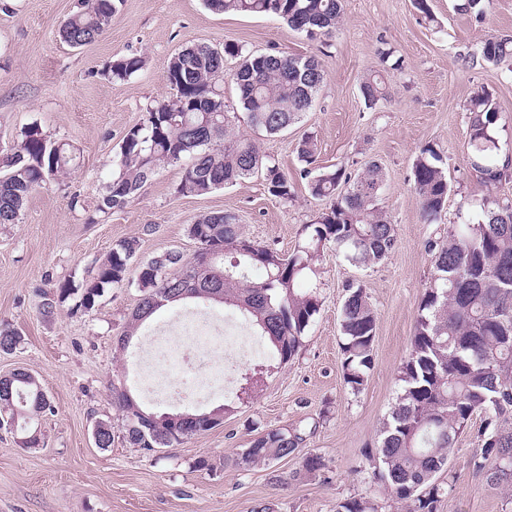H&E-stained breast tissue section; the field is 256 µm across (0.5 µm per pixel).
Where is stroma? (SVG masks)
Here are the masks:
<instances>
[{
	"label": "stroma",
	"instance_id": "obj_1",
	"mask_svg": "<svg viewBox=\"0 0 512 512\" xmlns=\"http://www.w3.org/2000/svg\"><path fill=\"white\" fill-rule=\"evenodd\" d=\"M78 0H0V143L38 123L54 141L74 144L80 166L33 194L23 220L0 227V321L23 340L0 353V375L32 372L53 410L41 419L43 447L25 449L15 433L0 428V512H336L350 497L378 501L380 512L401 507L355 472L375 447L401 390L417 308L433 273L429 243L445 240L452 225L473 223L484 201H512V177L484 185L470 165L468 103L486 91L496 109L502 154L512 156V62L467 64L490 38L512 37V0H491L483 18L460 12L457 0H429L436 17L425 24L413 0H342V19L331 37L308 39L278 16L219 14L204 0H123L107 31L73 47L59 28ZM205 43L242 46L244 52L277 51L321 58L324 82L301 121L279 134L251 127L232 84L224 102L234 113L233 131L253 139L296 181L288 202L271 197L261 175L204 196H179L182 165L162 167L122 209L95 213L109 165L129 128L147 105L169 96V59ZM401 60L384 69L382 52ZM145 57L144 70L112 80L104 70L113 57ZM383 71L387 97L367 107L359 82ZM317 141L316 164L359 173L380 164L385 175L379 205L395 226L397 242L380 263L362 267L326 244L315 263L321 306L295 356L265 374L251 395L219 392L203 400L161 402L140 380V361L159 328L199 311L198 303L160 310L133 345L120 350L116 336L136 307L135 284L107 289L95 310L68 306L44 318L37 290L46 284L94 275L118 241L141 239L139 261L168 251L191 256L197 249L185 228L199 215L235 214L244 236L288 256L302 243V227L326 209L311 196L296 154L302 137ZM433 145L446 159L452 190L435 224L425 223L412 191V165ZM81 204L71 207V197ZM364 286L377 312L373 364L367 384L351 394L343 381L341 308L348 284ZM122 382L145 406L160 412L224 407L219 426L185 438L174 448L148 454L130 447L125 422L112 405L113 382ZM112 426V445L98 447L96 421ZM304 430L298 451L274 469L242 470L228 458L257 432ZM475 432L462 435L449 470L454 488L438 512H512V495L487 485L473 469ZM324 457L316 476L275 488L273 474L299 470L306 454ZM206 467H199V460Z\"/></svg>",
	"mask_w": 512,
	"mask_h": 512
}]
</instances>
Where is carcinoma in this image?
Masks as SVG:
<instances>
[{"label":"carcinoma","instance_id":"1","mask_svg":"<svg viewBox=\"0 0 512 512\" xmlns=\"http://www.w3.org/2000/svg\"><path fill=\"white\" fill-rule=\"evenodd\" d=\"M121 0H81L80 7L60 28L72 46L95 41L112 23ZM215 13L275 14L288 26L315 39L328 36L339 25L341 0H204ZM236 65L227 67L228 60ZM498 65L512 60V37L489 39L478 61ZM145 67L141 56H119L107 66L115 80H125ZM325 76L316 56H290L279 52L245 53L235 43L222 48L208 44L186 47L169 60L166 80L174 93L150 103L142 123L131 127L112 160L109 176L94 212L107 214L127 205L151 181L160 167L186 163L176 193L203 196L236 184L259 172L268 192L280 201L295 197V183L251 139L231 132L221 86L230 82L250 125L270 135L299 122L313 106ZM365 103L373 107L386 98L381 74L360 82ZM468 148L471 168L486 185L509 175V158L500 151L495 131V109L489 94L470 98ZM317 143L307 136L297 146L311 195L331 205L304 227V245L277 265L276 252L243 236L232 213L201 215L187 225L186 234L198 249L186 258L167 252L138 266L140 292L136 311L122 327L132 338L158 312L160 300L210 302V294L223 295L224 304L238 311L258 336L271 345L279 363L291 360L301 337L319 312L317 288H300L320 248L331 242L359 266H372L394 249L395 228L379 207L384 186L380 165L372 161L350 177L343 168L316 169ZM76 156L67 143L50 140L37 124L25 127L18 140L0 158V226L21 222L29 198L51 180L75 166ZM412 189L423 216L441 218L451 191L443 158L426 145L412 166ZM138 237L121 240L106 255L96 276L81 283L68 282L41 289V314L50 318L68 300L72 310L91 312L110 287L127 281L130 265L140 250ZM434 274L418 307L408 357L401 367V392L383 423L377 446L359 470L368 483L383 488L406 512H438L453 481L442 475L459 438L474 416L484 415L473 456L476 473L486 482L512 491V202L482 208L473 224H455L448 239L429 244ZM377 313L363 285L347 286L341 309L343 379L348 390L360 393L373 363ZM21 342L18 330L0 321V352L14 351ZM11 393L0 394V420L16 425L22 447L44 445L40 418L51 402L35 375L17 372ZM126 422L130 446L150 452L174 448L184 438L203 434L221 423L223 411H200L197 419L182 422L154 415L136 399H113ZM302 440L298 431L268 429L230 459L238 469L271 468L293 454ZM326 468L323 457L309 454L302 469L289 476L273 475L278 487L314 475ZM336 512H378L366 497L338 503Z\"/></svg>","mask_w":512,"mask_h":512}]
</instances>
